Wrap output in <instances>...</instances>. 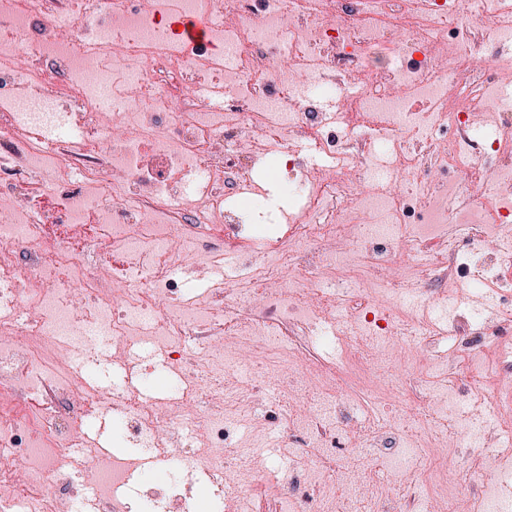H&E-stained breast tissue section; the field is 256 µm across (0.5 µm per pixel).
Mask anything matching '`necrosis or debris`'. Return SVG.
<instances>
[{
    "label": "necrosis or debris",
    "mask_w": 512,
    "mask_h": 512,
    "mask_svg": "<svg viewBox=\"0 0 512 512\" xmlns=\"http://www.w3.org/2000/svg\"><path fill=\"white\" fill-rule=\"evenodd\" d=\"M206 11L212 39L182 49L153 0H0V503L72 512L93 491L100 512H195L207 476L223 495L234 425L217 397L207 415L172 391L170 406L131 385L99 393L69 367L109 362L155 336H193L212 365L255 367L224 353L250 312L265 339L282 325L353 323L377 339L346 344L337 370L394 360L418 368L428 409L448 433L410 441L403 416L353 445L367 413L357 387L322 394L299 428L311 463L281 491L284 512H335L332 486L377 500L378 512H512V405L483 396L512 382V355L485 353L512 334V0H170ZM332 98L336 113L319 112ZM280 148L297 210L283 236L253 237L278 212L242 201L258 177L256 139ZM321 159L306 183L311 158ZM252 238L251 286L216 292L218 316L192 307L169 255L204 271L227 240ZM475 258L473 295L491 292L497 319L468 302L443 306L461 254ZM345 268L335 283L321 266ZM459 331L453 358L427 344ZM426 337L406 350L405 335ZM174 480L131 497L121 458L83 465L75 420L97 402ZM51 474L36 482V473Z\"/></svg>",
    "instance_id": "necrosis-or-debris-1"
}]
</instances>
